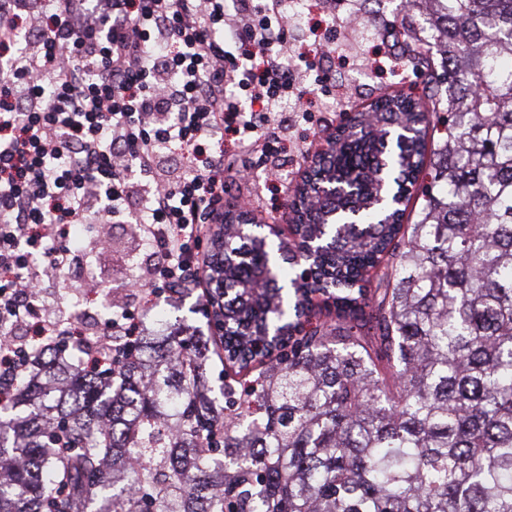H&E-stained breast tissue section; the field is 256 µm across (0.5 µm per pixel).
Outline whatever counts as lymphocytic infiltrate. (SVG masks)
<instances>
[{"instance_id": "obj_1", "label": "lymphocytic infiltrate", "mask_w": 512, "mask_h": 512, "mask_svg": "<svg viewBox=\"0 0 512 512\" xmlns=\"http://www.w3.org/2000/svg\"><path fill=\"white\" fill-rule=\"evenodd\" d=\"M293 0H0V328L40 348L78 336L74 319L29 325L45 279L71 268L68 228L96 242L114 219L139 225L160 262L156 290L208 299L203 249L224 195L232 130L273 149L300 99L280 58ZM191 150L187 168L175 149ZM35 361L0 341V390Z\"/></svg>"}]
</instances>
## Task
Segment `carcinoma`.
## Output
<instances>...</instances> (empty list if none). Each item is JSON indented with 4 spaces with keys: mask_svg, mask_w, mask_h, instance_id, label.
I'll list each match as a JSON object with an SVG mask.
<instances>
[{
    "mask_svg": "<svg viewBox=\"0 0 512 512\" xmlns=\"http://www.w3.org/2000/svg\"><path fill=\"white\" fill-rule=\"evenodd\" d=\"M407 4L426 101L382 95L313 155L293 241L213 234L236 377L215 393L218 350L168 327L112 337L110 375L49 352L24 406L0 393V512H512V0ZM426 167L405 225L379 197Z\"/></svg>",
    "mask_w": 512,
    "mask_h": 512,
    "instance_id": "carcinoma-1",
    "label": "carcinoma"
}]
</instances>
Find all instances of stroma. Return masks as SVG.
Here are the masks:
<instances>
[{
    "label": "stroma",
    "mask_w": 512,
    "mask_h": 512,
    "mask_svg": "<svg viewBox=\"0 0 512 512\" xmlns=\"http://www.w3.org/2000/svg\"><path fill=\"white\" fill-rule=\"evenodd\" d=\"M357 4L364 19L360 29L348 32L341 25L350 4ZM396 22L408 28L422 26L423 19L402 9V0H310L304 30L293 33V49L304 52L314 40L337 36L341 48L327 55L325 74L307 73L301 104L309 118L291 124L283 135L277 153L247 155L237 147L232 134H225L221 147L225 161L235 162L224 174L225 202L249 206L261 224L284 223L294 189L310 156L326 148L327 140L345 115L366 108L381 93H423L422 78L403 61L390 57L386 43L377 32ZM341 102L340 111H330L332 102ZM147 245L132 225L112 227V249L101 255L97 272L104 289L125 295L129 305L139 307L142 297L126 296L125 283L142 260Z\"/></svg>",
    "instance_id": "1"
}]
</instances>
